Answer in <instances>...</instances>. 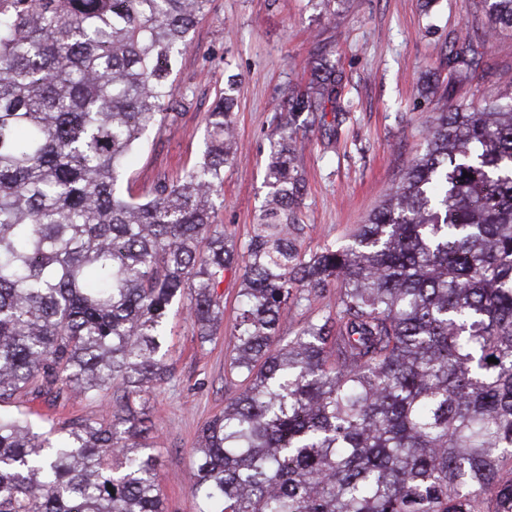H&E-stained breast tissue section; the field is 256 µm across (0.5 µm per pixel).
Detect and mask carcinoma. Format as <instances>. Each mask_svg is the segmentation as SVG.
<instances>
[{
	"label": "carcinoma",
	"mask_w": 512,
	"mask_h": 512,
	"mask_svg": "<svg viewBox=\"0 0 512 512\" xmlns=\"http://www.w3.org/2000/svg\"><path fill=\"white\" fill-rule=\"evenodd\" d=\"M212 2L0 0V408L120 395L110 417L47 432L0 411V512H166L134 400L171 376L174 301L216 338L235 263L226 371L245 385L194 449L198 512H512V79L448 106L353 243L309 255L294 125L342 90L316 56L275 113L266 208L238 245L213 223L231 83L201 162L116 194L143 133L170 119ZM484 2L490 30H512V0ZM469 52L451 48L448 68H471ZM336 280V316L280 343L290 309Z\"/></svg>",
	"instance_id": "obj_1"
}]
</instances>
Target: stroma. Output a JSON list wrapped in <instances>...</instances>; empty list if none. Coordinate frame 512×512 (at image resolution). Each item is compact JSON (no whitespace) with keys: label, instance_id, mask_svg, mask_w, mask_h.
<instances>
[{"label":"stroma","instance_id":"35a3bbf8","mask_svg":"<svg viewBox=\"0 0 512 512\" xmlns=\"http://www.w3.org/2000/svg\"><path fill=\"white\" fill-rule=\"evenodd\" d=\"M333 9L326 14L310 0H213L173 74L175 118L147 134L128 167L133 191L149 193L159 178L175 179L202 160L206 116L234 83L239 148L224 167L215 221L245 241L269 192L264 166L277 104L321 51L343 75L341 109L326 111L315 126L296 124L305 140L296 159L303 186L297 216L306 252L348 244L423 152L438 112L450 102L496 95L512 78V31L488 34L480 0H335ZM466 41L475 68L449 72L448 50ZM241 286V270L230 267L218 289L224 323L213 341L201 342L183 311L170 314L172 377L146 403L167 512H198L188 481L192 450L201 429L242 386L225 372ZM339 293L335 284L310 295L282 322L281 339L294 338L307 318L335 313ZM34 408L62 422L112 413L115 399L109 392L95 400L66 393L56 405L39 400Z\"/></svg>","mask_w":512,"mask_h":512}]
</instances>
